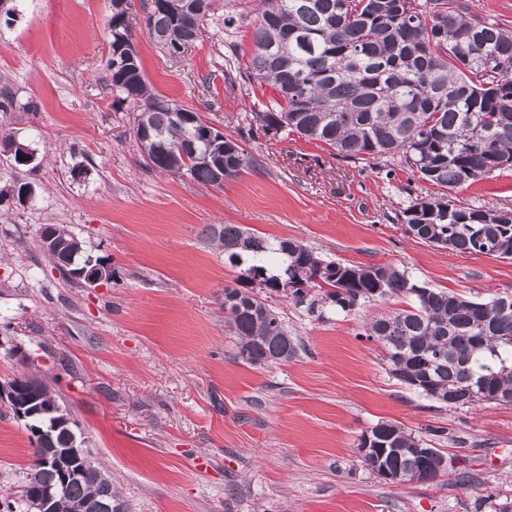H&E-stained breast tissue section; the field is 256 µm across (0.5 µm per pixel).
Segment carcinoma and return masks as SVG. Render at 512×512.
I'll use <instances>...</instances> for the list:
<instances>
[{"instance_id": "cac0c4a2", "label": "carcinoma", "mask_w": 512, "mask_h": 512, "mask_svg": "<svg viewBox=\"0 0 512 512\" xmlns=\"http://www.w3.org/2000/svg\"><path fill=\"white\" fill-rule=\"evenodd\" d=\"M253 34L249 78L278 97L251 112L265 133L284 131L317 140L342 158L397 157L438 189L401 211L406 232L464 255L512 257V211L450 208L444 191L473 184L512 166V31L470 13L463 0H265ZM211 0H147L144 27L165 53L187 52L203 36ZM128 0H112L108 69L112 86L133 105V136L146 168L187 175L221 187L254 163L235 140L215 132L196 137L189 110L152 91L137 52H128ZM63 247L50 252L70 281L104 259L84 253L82 241L52 225ZM206 234L232 260H250L242 279L252 289L224 287V323L235 337V358L249 366L288 362L298 345L280 313L260 291L288 294L322 318L334 308L349 314L393 297L410 308L373 317L366 336L387 351L392 374L414 393L443 406L497 404L512 393V293L467 298L413 280L394 265L328 260L294 239L271 244L235 224ZM259 292H254V289ZM427 441L383 421L360 444L384 455L363 457L374 474L386 467L402 482L423 479L413 449ZM72 447L67 429L47 433L34 448L20 499L39 507L35 494L53 489V512H87L103 484L101 469L65 486L59 459L47 448Z\"/></svg>"}]
</instances>
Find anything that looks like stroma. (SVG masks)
<instances>
[{"mask_svg": "<svg viewBox=\"0 0 512 512\" xmlns=\"http://www.w3.org/2000/svg\"><path fill=\"white\" fill-rule=\"evenodd\" d=\"M130 3L152 89L255 163L219 188L143 168L133 107L106 66L112 0H15L14 14L0 15V90L12 100L0 136L36 159L0 158V382L26 372L48 384L129 512H495L512 501V406L454 409L418 396L367 339L362 314L318 319L273 294L297 357L236 360L224 289L240 269L206 231L235 224L293 238L328 259L395 265L465 297L512 292V259L406 234L400 210L433 192L411 170L251 128L253 104L275 96L246 73L262 0H213L202 38L177 59L145 33L141 0ZM22 184L33 189L25 205ZM447 195L460 208L512 210V167ZM46 224L66 226L111 264L112 278L95 288L67 281L40 246ZM387 420L418 434L447 428L432 445L455 457L465 483L372 474L359 439ZM33 448L0 405V500L23 483Z\"/></svg>", "mask_w": 512, "mask_h": 512, "instance_id": "stroma-1", "label": "stroma"}]
</instances>
